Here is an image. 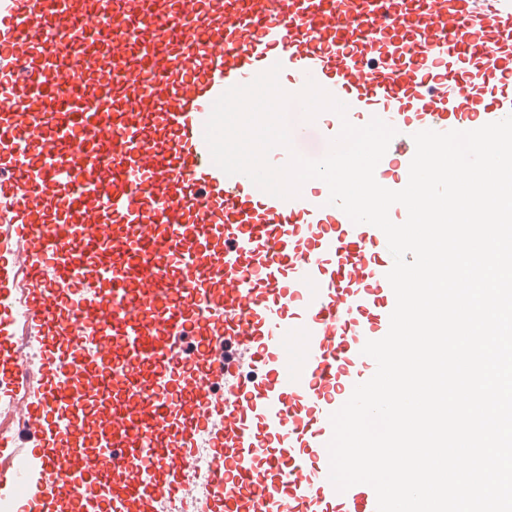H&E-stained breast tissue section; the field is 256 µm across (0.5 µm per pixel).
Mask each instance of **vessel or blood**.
I'll use <instances>...</instances> for the list:
<instances>
[{"label": "vessel or blood", "mask_w": 512, "mask_h": 512, "mask_svg": "<svg viewBox=\"0 0 512 512\" xmlns=\"http://www.w3.org/2000/svg\"><path fill=\"white\" fill-rule=\"evenodd\" d=\"M281 64L397 134L512 114V0H0V499L29 512H377L329 480L330 416L369 380L395 294L385 234L306 182L212 161L214 101ZM342 119L305 131L329 145ZM44 374L21 369L20 336ZM108 397L85 447L60 448Z\"/></svg>", "instance_id": "vessel-or-blood-1"}]
</instances>
